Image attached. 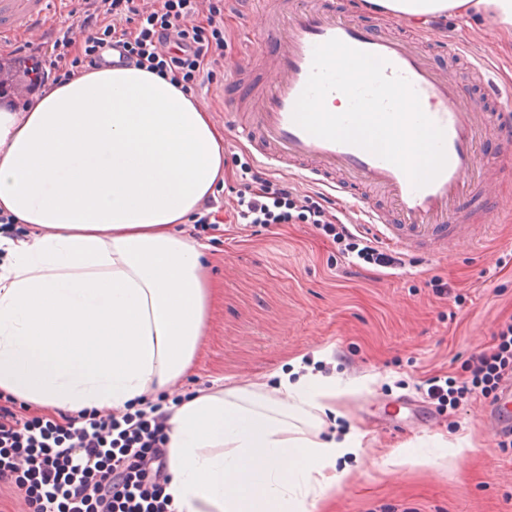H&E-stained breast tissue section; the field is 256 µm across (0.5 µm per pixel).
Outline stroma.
Listing matches in <instances>:
<instances>
[{
    "label": "stroma",
    "mask_w": 512,
    "mask_h": 512,
    "mask_svg": "<svg viewBox=\"0 0 512 512\" xmlns=\"http://www.w3.org/2000/svg\"><path fill=\"white\" fill-rule=\"evenodd\" d=\"M319 3L411 41L487 116L498 110L488 82L512 88V35L477 17L413 26L361 10L356 0ZM248 10L243 4L225 11L224 66L215 83L196 93L224 131L225 177L216 187L214 224L201 232L184 227L209 246L205 272L214 292L194 370L181 390L227 378L261 381L296 357L331 348L321 372L361 388L337 399L336 423L323 430L355 429L363 451L328 512H512V448H499L498 430L484 419L490 400L475 394L448 411L426 395L432 377L464 378L462 363L490 350L497 326L512 320V152L503 151L491 129L477 145L480 163L470 182L495 197L498 208L481 215L475 200L464 197L454 221L483 219L489 226L483 237L445 255L403 253L395 269L353 265L310 224L225 223L236 206L240 161L258 159L226 116L236 72L267 73L259 24ZM445 40L458 43L459 54L443 53ZM466 443L470 452L455 454ZM394 450L432 462L394 466L387 462Z\"/></svg>",
    "instance_id": "stroma-1"
}]
</instances>
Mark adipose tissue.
<instances>
[{"label": "adipose tissue", "instance_id": "adipose-tissue-1", "mask_svg": "<svg viewBox=\"0 0 512 512\" xmlns=\"http://www.w3.org/2000/svg\"><path fill=\"white\" fill-rule=\"evenodd\" d=\"M412 25L485 16L512 33V0H368ZM224 136L192 94L134 67L72 74L0 105V393L65 417L139 407L186 377L211 299L203 247L179 232L224 176ZM271 394L196 390L168 407L177 512H321L359 456L327 415L351 384L303 358Z\"/></svg>", "mask_w": 512, "mask_h": 512}]
</instances>
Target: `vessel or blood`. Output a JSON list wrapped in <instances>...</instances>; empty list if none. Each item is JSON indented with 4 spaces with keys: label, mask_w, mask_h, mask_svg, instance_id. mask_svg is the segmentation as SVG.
Masks as SVG:
<instances>
[{
    "label": "vessel or blood",
    "mask_w": 512,
    "mask_h": 512,
    "mask_svg": "<svg viewBox=\"0 0 512 512\" xmlns=\"http://www.w3.org/2000/svg\"><path fill=\"white\" fill-rule=\"evenodd\" d=\"M48 0H0V43L26 35L42 39L41 20ZM276 22L263 25L261 34L270 53V79L260 88L258 108L251 123L236 124L237 135L245 140L261 136L269 150L263 158L270 168L282 170L290 160H305V181L341 192V185L328 177L341 170L360 182L383 190L398 210L399 223H384L372 208L351 202V209L363 215L364 226L409 252L421 245H436L438 252L455 249L475 236V225L465 233L453 231L448 215L465 187V180L478 159L476 141L481 115L465 100L460 90L441 75L426 57L407 42L375 33L360 24L327 14L313 4L293 7L291 0H277ZM337 38L347 45L378 55L387 62L385 73L410 81L428 115L444 133L447 164L430 184L414 188L409 178L394 164L354 145L328 141L308 134L293 120L295 103L310 75L313 49ZM490 425L512 426V379L501 388L489 414Z\"/></svg>",
    "instance_id": "1"
}]
</instances>
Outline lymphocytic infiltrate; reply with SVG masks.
<instances>
[{"label":"lymphocytic infiltrate","instance_id":"lymphocytic-infiltrate-1","mask_svg":"<svg viewBox=\"0 0 512 512\" xmlns=\"http://www.w3.org/2000/svg\"><path fill=\"white\" fill-rule=\"evenodd\" d=\"M203 1L208 14L200 25L195 18ZM76 22L84 33L81 46H74L65 19L55 18L44 42L12 56L27 75L28 94L74 71L101 68L104 49L114 45L122 48L125 65L170 77L187 92L202 77H216L224 62V0H81ZM240 178L260 183L259 190L237 193L236 216L245 223L298 219L365 263L402 265V258L338 223L321 202L297 205L287 186L260 178L249 163H242ZM493 338L492 351L464 361L467 381L431 379L428 397L453 410L472 392L495 396L512 377V321L499 324ZM167 431V414L157 403L107 416L83 412L64 422L0 404V481L23 491L27 512H176L166 491Z\"/></svg>","mask_w":512,"mask_h":512}]
</instances>
